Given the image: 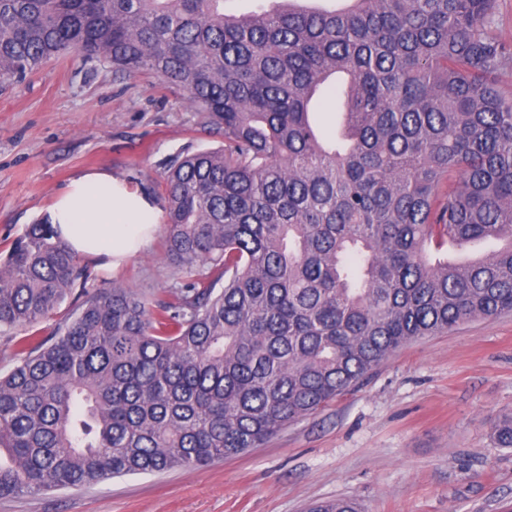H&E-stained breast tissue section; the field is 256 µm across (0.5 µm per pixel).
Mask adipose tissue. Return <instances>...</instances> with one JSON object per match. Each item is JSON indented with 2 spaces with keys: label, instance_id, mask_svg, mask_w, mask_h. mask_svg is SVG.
Returning <instances> with one entry per match:
<instances>
[{
  "label": "adipose tissue",
  "instance_id": "adipose-tissue-1",
  "mask_svg": "<svg viewBox=\"0 0 512 512\" xmlns=\"http://www.w3.org/2000/svg\"><path fill=\"white\" fill-rule=\"evenodd\" d=\"M162 216L157 200L106 172L76 174L47 210L50 224L75 253L107 258L113 266L149 245Z\"/></svg>",
  "mask_w": 512,
  "mask_h": 512
}]
</instances>
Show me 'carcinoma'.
<instances>
[{"label": "carcinoma", "instance_id": "cac0c4a2", "mask_svg": "<svg viewBox=\"0 0 512 512\" xmlns=\"http://www.w3.org/2000/svg\"><path fill=\"white\" fill-rule=\"evenodd\" d=\"M497 0H0V85L51 58L154 75L224 148L167 159V298L83 289L43 218L0 258V498L260 447L404 344L512 313V63ZM336 97L339 143L312 120ZM503 246L466 266L432 243ZM512 449V415L492 428ZM310 512H357L338 499ZM80 286V281L76 284L73 293L53 312V314L46 320L37 325L43 337L50 336L53 329L61 322H63L76 308L79 301H77V293Z\"/></svg>", "mask_w": 512, "mask_h": 512}]
</instances>
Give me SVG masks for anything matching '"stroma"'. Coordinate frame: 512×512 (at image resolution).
Segmentation results:
<instances>
[{
	"label": "stroma",
	"instance_id": "1",
	"mask_svg": "<svg viewBox=\"0 0 512 512\" xmlns=\"http://www.w3.org/2000/svg\"><path fill=\"white\" fill-rule=\"evenodd\" d=\"M222 134L154 76L60 58L0 91V252L74 175L99 170L163 199L160 164ZM166 233L116 269L82 258L87 284L164 297ZM512 413V316L413 340L352 390L258 448L172 469L0 499V512H306L349 499L360 512H512V451L491 427Z\"/></svg>",
	"mask_w": 512,
	"mask_h": 512
}]
</instances>
